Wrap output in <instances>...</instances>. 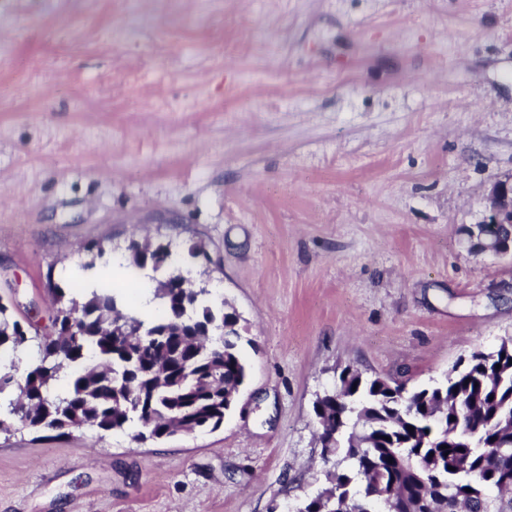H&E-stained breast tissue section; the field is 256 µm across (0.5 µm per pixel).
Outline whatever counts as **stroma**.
<instances>
[{"label":"stroma","instance_id":"obj_1","mask_svg":"<svg viewBox=\"0 0 512 512\" xmlns=\"http://www.w3.org/2000/svg\"><path fill=\"white\" fill-rule=\"evenodd\" d=\"M509 178L512 0H0V300H125L162 274L111 257L167 243L250 369L214 431L0 433V512H296L341 368L417 387L512 336V260L465 242Z\"/></svg>","mask_w":512,"mask_h":512}]
</instances>
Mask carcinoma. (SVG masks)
I'll use <instances>...</instances> for the list:
<instances>
[{
  "label": "carcinoma",
  "instance_id": "1",
  "mask_svg": "<svg viewBox=\"0 0 512 512\" xmlns=\"http://www.w3.org/2000/svg\"><path fill=\"white\" fill-rule=\"evenodd\" d=\"M171 257L164 244L130 251L133 266L168 270L151 320L103 289L82 296L51 270L49 327L10 320L0 301V432L89 426L105 437L136 422V439L161 440L223 425L224 393L246 370L238 344L216 352L206 329L236 334L237 317L207 289L181 286ZM33 347L37 361L16 377L18 355ZM460 364L413 390L407 410L386 380L341 372L347 410L331 389L314 405L322 447L337 456L331 487L296 512H512V343Z\"/></svg>",
  "mask_w": 512,
  "mask_h": 512
}]
</instances>
